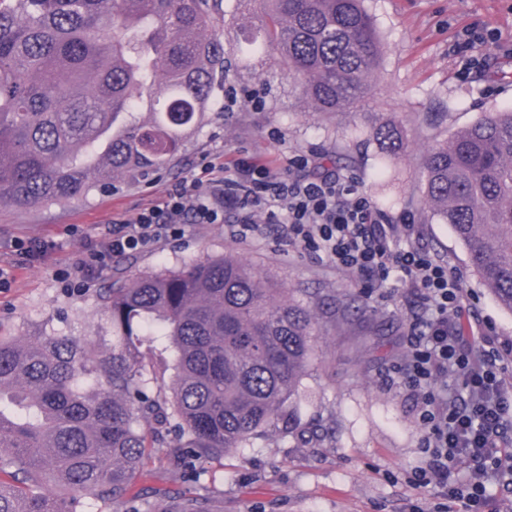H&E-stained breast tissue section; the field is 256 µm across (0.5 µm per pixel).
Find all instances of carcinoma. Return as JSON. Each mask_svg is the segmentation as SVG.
Here are the masks:
<instances>
[{
	"label": "carcinoma",
	"mask_w": 512,
	"mask_h": 512,
	"mask_svg": "<svg viewBox=\"0 0 512 512\" xmlns=\"http://www.w3.org/2000/svg\"><path fill=\"white\" fill-rule=\"evenodd\" d=\"M267 3L244 42L317 111L371 91L381 44L361 0ZM222 12L223 0H0V203L80 198L173 162L227 71L208 35ZM371 137L396 158L395 126ZM423 175L431 210L512 312V111L436 143ZM278 293L224 255L113 283L110 352L73 336L0 337V512H85L88 499L213 512L201 490L162 503L128 492L155 448L188 470L300 422L318 320ZM169 371V390L149 394L145 375ZM90 376L95 390L81 383Z\"/></svg>",
	"instance_id": "carcinoma-1"
}]
</instances>
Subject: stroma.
Segmentation results:
<instances>
[{"label":"stroma","mask_w":512,"mask_h":512,"mask_svg":"<svg viewBox=\"0 0 512 512\" xmlns=\"http://www.w3.org/2000/svg\"><path fill=\"white\" fill-rule=\"evenodd\" d=\"M382 45L372 93L348 112L325 115L272 58L242 63L240 30L263 17L260 0H224L210 32L224 44L232 67L228 85L260 88L265 105L242 103L223 111L210 106L205 124L191 134L169 169L145 182H114L111 191L36 206L0 203V336L38 333L75 336L112 348L101 296L117 279L159 273L233 254L256 277L283 288L287 297L317 301L324 325L311 370L303 381L301 425L270 434L253 448L185 472L149 464L132 486L160 499L188 488H209L215 512H410L417 504L435 512L436 500L408 481L422 466L418 399L400 384L410 317L419 306L406 287L390 280L363 292L348 272L285 243L276 227L241 237L231 231L236 214L221 224H190L177 239L149 244L112 258L80 285L78 270L113 221L130 220L162 205L182 181L207 180L204 165L221 157L225 172L249 156L286 169L289 158L313 153L324 171L355 179L379 211L410 213L412 243L445 263L462 280L465 304L494 336L512 345V313L501 309L471 270L450 225L424 202L420 166L436 142L491 112L512 109V0H364ZM496 32L502 47L484 68L461 79L449 49L465 28ZM391 122L402 131L399 158L382 157L369 135ZM41 241L47 249L28 260L18 244Z\"/></svg>","instance_id":"35a3bbf8"}]
</instances>
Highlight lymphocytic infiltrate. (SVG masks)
<instances>
[{"label": "lymphocytic infiltrate", "instance_id": "obj_1", "mask_svg": "<svg viewBox=\"0 0 512 512\" xmlns=\"http://www.w3.org/2000/svg\"><path fill=\"white\" fill-rule=\"evenodd\" d=\"M228 211L242 213L240 235L258 232L254 219L263 216L279 225L287 242L355 274L362 288L393 276L409 284L427 312L410 323L407 357L399 368L403 385L422 394L419 448L425 465L414 471L412 483L424 491L439 489L440 512L456 501L465 503L466 512H496L488 485H512V466L504 467L499 455L512 429V388L502 378L512 347L487 331L472 338L458 328L465 313L458 275L420 247L397 246V229L408 226V216L391 223L354 180L335 174L293 179L242 158L233 177L176 184L162 206L113 223L94 259L106 266L112 257L179 236L183 225L223 223ZM450 374L460 391L443 385ZM463 462L469 478L453 483Z\"/></svg>", "mask_w": 512, "mask_h": 512}]
</instances>
